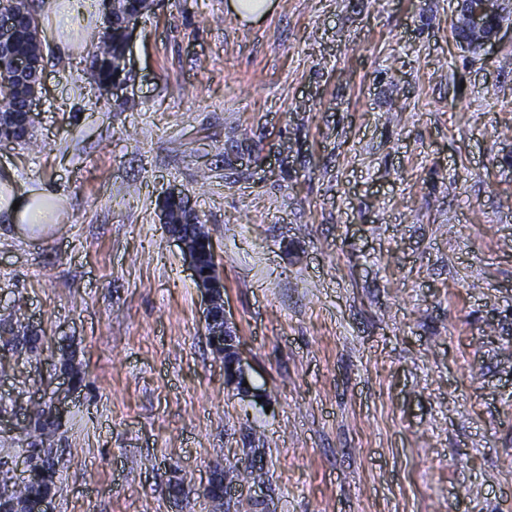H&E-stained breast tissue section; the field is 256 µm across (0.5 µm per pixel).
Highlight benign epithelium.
<instances>
[{"instance_id": "1", "label": "benign epithelium", "mask_w": 512, "mask_h": 512, "mask_svg": "<svg viewBox=\"0 0 512 512\" xmlns=\"http://www.w3.org/2000/svg\"><path fill=\"white\" fill-rule=\"evenodd\" d=\"M119 2L121 0H102L108 22L111 23L115 21V17H120L118 21L122 33V47L118 59L114 61L116 76L110 81L99 83L104 90L114 92L126 84L124 72L130 28L143 14L141 10L122 9ZM511 11L512 0H460V15L456 23L457 41L471 50H479L494 44L503 27V17ZM19 20L20 15L13 10L0 11V43L10 39V35L18 28ZM40 90L41 84L37 83L33 86L20 112L18 131L29 130L34 101ZM160 220L167 233L180 244L192 270L193 279L202 294L206 334L213 350L224 355L225 383L235 387L244 397L261 398L260 389L251 384L249 373L235 344V332L225 313L223 280L218 275L204 271L205 255L214 253L211 241L201 239L197 244L192 243L191 234L182 232L181 225L171 223L168 209L165 207L161 208ZM25 482L43 487L42 495L28 505V512H52L53 484L50 472L42 464L32 461L28 464Z\"/></svg>"}]
</instances>
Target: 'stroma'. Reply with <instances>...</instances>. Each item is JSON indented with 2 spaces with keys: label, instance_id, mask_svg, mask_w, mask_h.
<instances>
[{
  "label": "stroma",
  "instance_id": "obj_1",
  "mask_svg": "<svg viewBox=\"0 0 512 512\" xmlns=\"http://www.w3.org/2000/svg\"><path fill=\"white\" fill-rule=\"evenodd\" d=\"M273 2L152 0L114 96L100 9L44 36L33 142L0 141L16 191L60 195L0 223V484L49 447L53 512H512V32L473 53L459 0ZM172 188L261 400L224 382ZM232 11L241 20L256 21L264 17L272 8L271 0H231Z\"/></svg>",
  "mask_w": 512,
  "mask_h": 512
}]
</instances>
